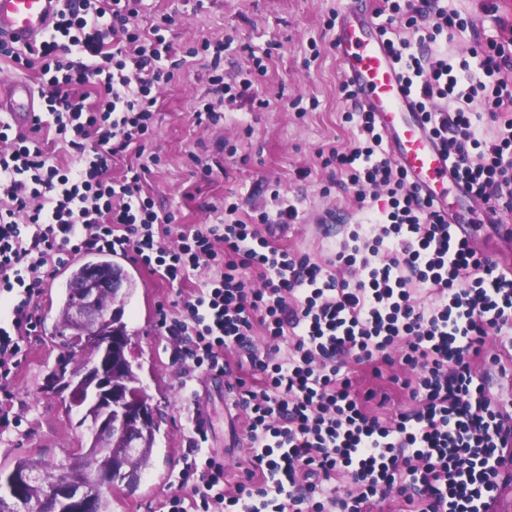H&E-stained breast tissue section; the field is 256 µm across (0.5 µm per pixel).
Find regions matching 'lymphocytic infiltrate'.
I'll return each instance as SVG.
<instances>
[{
	"instance_id": "lymphocytic-infiltrate-1",
	"label": "lymphocytic infiltrate",
	"mask_w": 512,
	"mask_h": 512,
	"mask_svg": "<svg viewBox=\"0 0 512 512\" xmlns=\"http://www.w3.org/2000/svg\"><path fill=\"white\" fill-rule=\"evenodd\" d=\"M61 2L39 47L0 41V59L37 70L42 101L26 132L0 114V429L21 424L11 382L62 263L128 253L171 285L204 265L211 276L160 307L158 327L190 367L236 366L228 389L246 413L244 467L228 481L223 460L196 449L158 512H492L512 481V410L487 384L512 374V270L410 186L373 113L358 108L346 115L353 143L327 161L358 201L381 189L387 202L350 225L334 257L313 260L260 232L296 220L281 198L253 224L225 202L215 223L167 246L173 216L143 192L148 165L117 180L112 164L128 148L145 152L155 90L182 68L170 19L145 31L135 23L144 0ZM376 13L456 176L489 214L511 211L512 24L456 56L441 39L476 26L441 0H383ZM226 49L216 42L207 64L208 100L195 113L207 125L223 119L218 103L254 85L225 81ZM483 111L493 132L477 123ZM48 139L79 163L58 162Z\"/></svg>"
}]
</instances>
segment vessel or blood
Listing matches in <instances>:
<instances>
[{"mask_svg": "<svg viewBox=\"0 0 512 512\" xmlns=\"http://www.w3.org/2000/svg\"><path fill=\"white\" fill-rule=\"evenodd\" d=\"M57 11L58 0H0V39L21 47L39 46L53 28ZM335 44L344 81L355 89L358 105L377 115L393 158L411 174L413 187L447 196L454 184L443 147L406 91L379 25L356 7L355 0H345L336 15ZM2 111L16 129L29 127L37 114L34 89L22 80L0 88Z\"/></svg>", "mask_w": 512, "mask_h": 512, "instance_id": "obj_1", "label": "vessel or blood"}]
</instances>
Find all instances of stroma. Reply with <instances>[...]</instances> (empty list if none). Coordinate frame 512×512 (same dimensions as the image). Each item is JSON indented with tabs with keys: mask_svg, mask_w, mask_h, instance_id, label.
I'll return each mask as SVG.
<instances>
[{
	"mask_svg": "<svg viewBox=\"0 0 512 512\" xmlns=\"http://www.w3.org/2000/svg\"><path fill=\"white\" fill-rule=\"evenodd\" d=\"M448 4L467 13L485 37L496 35L498 19L512 22V0ZM337 7V0H150L138 24L147 27L171 16L169 37L177 52L200 48L207 40L230 42L224 53L225 81L252 68L253 56H262L266 67L254 85L258 104L225 106L223 121L206 128L193 122L208 85L209 72L201 61L189 62L179 82L158 90L154 145L160 163L143 186L157 210L177 218L168 245H176L182 231L212 222L214 208L230 193L238 198L241 219L249 220L269 202L271 183L298 209L296 222L288 230H275L273 242L314 256L333 254L346 226L358 221L362 210L383 207L381 194L357 204L354 191L336 187L339 171L323 167L318 156L322 149L344 150L355 137L343 120L352 104L339 93L342 73L330 26ZM197 156L213 169L209 181L192 176ZM470 209L466 229L475 243L512 265V243L480 223V203L471 202ZM123 267L137 283L124 316L132 358L141 366L142 385L159 411L161 427L151 465L133 491H113L112 512H155L195 447V414L206 418V446L219 455L241 441L245 418L226 399L224 377L177 361L174 342L158 328L160 304L191 292L196 278L174 289L134 261ZM59 286L52 281L42 296L41 320L13 380L14 410L22 423L0 432V471L5 473L21 456L50 469L66 462L82 442L75 415L46 387L64 352L58 334Z\"/></svg>",
	"mask_w": 512,
	"mask_h": 512,
	"instance_id": "obj_1",
	"label": "stroma"
}]
</instances>
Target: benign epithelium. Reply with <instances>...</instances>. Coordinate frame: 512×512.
<instances>
[{"label": "benign epithelium", "mask_w": 512, "mask_h": 512, "mask_svg": "<svg viewBox=\"0 0 512 512\" xmlns=\"http://www.w3.org/2000/svg\"><path fill=\"white\" fill-rule=\"evenodd\" d=\"M86 280L87 287L80 291L69 313L70 318L84 328L86 345L87 367L75 385L79 390L75 412L80 415L85 408L96 407L98 416L91 419L86 433L104 441L117 436L132 450L137 446L136 426L157 421L158 413L155 407L144 405L136 394L113 402L112 375L121 370L129 341L100 332L99 325L107 314L121 305L125 296L124 281L93 267L87 269ZM33 481L34 476L29 474L0 480V501L15 505L17 512H24V489ZM95 502L96 495L90 491L88 481L70 476L56 484L43 508L49 512H95Z\"/></svg>", "instance_id": "benign-epithelium-1"}]
</instances>
